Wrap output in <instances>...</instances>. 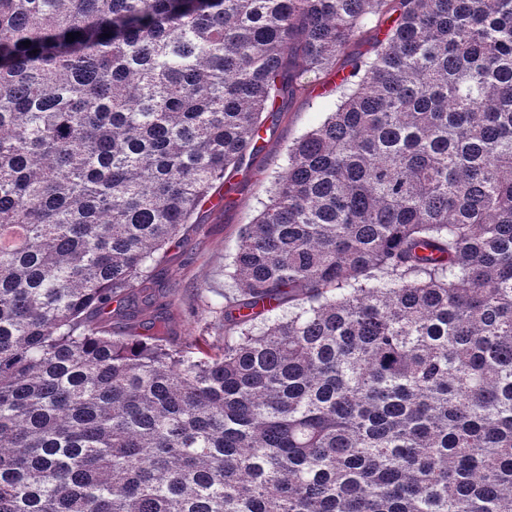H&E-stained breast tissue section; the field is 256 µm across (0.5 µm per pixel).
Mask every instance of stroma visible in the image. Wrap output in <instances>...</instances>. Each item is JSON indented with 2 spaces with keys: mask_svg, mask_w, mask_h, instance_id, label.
<instances>
[{
  "mask_svg": "<svg viewBox=\"0 0 512 512\" xmlns=\"http://www.w3.org/2000/svg\"><path fill=\"white\" fill-rule=\"evenodd\" d=\"M324 80V75L311 73L297 79L285 112L268 125L263 149L248 166L225 174L228 198L221 207L204 206L156 267L154 286L165 306L171 340L183 343L199 336L208 300L230 291L229 272L242 227L267 201L289 147L326 116Z\"/></svg>",
  "mask_w": 512,
  "mask_h": 512,
  "instance_id": "stroma-1",
  "label": "stroma"
}]
</instances>
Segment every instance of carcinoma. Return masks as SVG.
Segmentation results:
<instances>
[{
    "label": "carcinoma",
    "instance_id": "carcinoma-1",
    "mask_svg": "<svg viewBox=\"0 0 512 512\" xmlns=\"http://www.w3.org/2000/svg\"><path fill=\"white\" fill-rule=\"evenodd\" d=\"M311 72L168 341L155 266ZM0 512H512V0H0ZM376 31L367 28L359 33L345 49L344 55L350 58L371 55L376 43Z\"/></svg>",
    "mask_w": 512,
    "mask_h": 512
}]
</instances>
